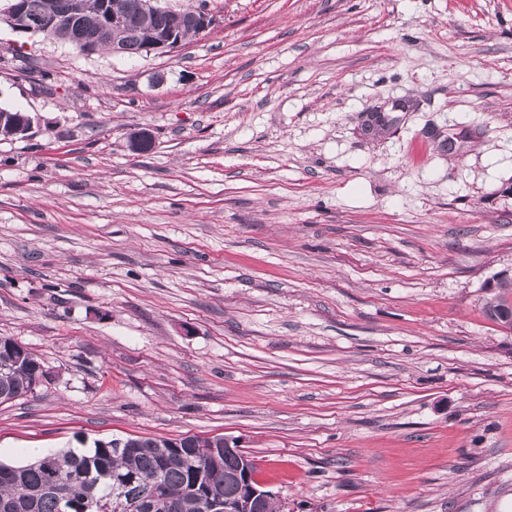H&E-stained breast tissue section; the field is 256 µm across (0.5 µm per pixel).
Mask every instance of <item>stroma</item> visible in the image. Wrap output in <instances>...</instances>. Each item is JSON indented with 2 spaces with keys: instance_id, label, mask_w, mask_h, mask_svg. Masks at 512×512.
Wrapping results in <instances>:
<instances>
[{
  "instance_id": "obj_1",
  "label": "stroma",
  "mask_w": 512,
  "mask_h": 512,
  "mask_svg": "<svg viewBox=\"0 0 512 512\" xmlns=\"http://www.w3.org/2000/svg\"><path fill=\"white\" fill-rule=\"evenodd\" d=\"M166 3L213 23L148 57L0 24V463L226 436L283 512H512V0ZM9 339L20 348H26L16 340ZM10 340L4 339L0 342V404L11 402L31 392L37 385V370L42 366L28 349L21 359L16 358Z\"/></svg>"
}]
</instances>
